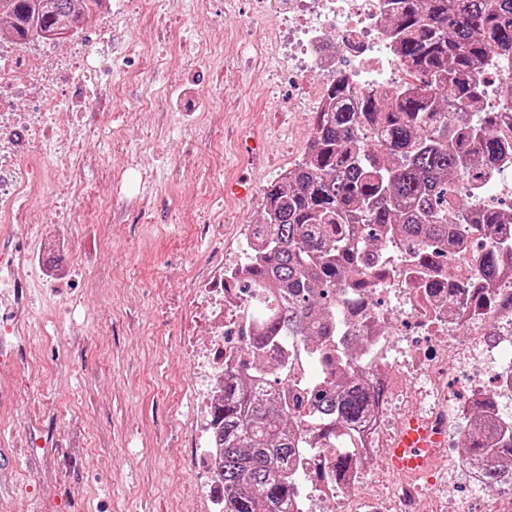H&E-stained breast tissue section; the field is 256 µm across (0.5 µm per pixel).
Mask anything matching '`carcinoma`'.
Returning <instances> with one entry per match:
<instances>
[{"label":"carcinoma","instance_id":"1","mask_svg":"<svg viewBox=\"0 0 512 512\" xmlns=\"http://www.w3.org/2000/svg\"><path fill=\"white\" fill-rule=\"evenodd\" d=\"M98 0H38L49 31L83 23ZM394 38L414 81L393 90L352 94L345 82L314 113L305 156L270 183L262 222L250 224L254 250L248 280L239 284L258 321L244 354L261 356L276 343L336 335V294L364 308L361 292L375 286L380 244H412L415 260L432 266L474 233L492 246L480 277L497 284L512 276V209L470 206L458 196L464 179L480 182L512 157L498 127L505 116L480 107L478 64L512 58V0H390ZM12 27L30 18V0H12ZM461 113L455 124L448 113ZM455 222H448V213ZM465 305L498 298L460 287ZM317 374L294 386L243 363L224 371V404L214 413L224 449L219 478L224 512H284L301 496L290 474L305 448H338L341 431L368 421L380 393L355 376L337 379L336 350L314 354ZM491 399L469 410L463 456L486 487L512 484V419L490 411ZM314 428L300 427L301 420Z\"/></svg>","mask_w":512,"mask_h":512}]
</instances>
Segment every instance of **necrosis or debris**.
Here are the masks:
<instances>
[{"label":"necrosis or debris","instance_id":"obj_1","mask_svg":"<svg viewBox=\"0 0 512 512\" xmlns=\"http://www.w3.org/2000/svg\"><path fill=\"white\" fill-rule=\"evenodd\" d=\"M261 27L259 55L276 59L292 74L301 90L294 111L302 101L327 105L324 82L345 74L353 93L368 89H392L410 73L398 57L392 32L386 25L387 0H253ZM90 46L71 40L58 50L54 36L29 29L24 37L0 39V209L12 224H28L35 218L29 207H15L19 195L33 196L40 183L24 160L30 145L52 135L66 142L70 121H58L59 90L83 87ZM35 100V110L17 108L20 98ZM480 248L465 244L448 267L415 270L407 243L387 242L378 254L385 272L377 287L366 294V314L359 320V352L353 369L371 385L384 391L367 425L346 432L353 465L343 482L328 479L314 484L317 499L340 498L337 512H416L418 502L429 512H471L468 496L447 495L444 488L430 487L414 495H387L365 484L371 464L388 448L403 418L414 414L429 422L441 438H448L464 422L466 402L455 401L449 387L451 364L473 367L469 400L483 396L484 378L499 384L500 395L512 396V362L501 354L512 347V309L496 306L482 312L459 315L452 306L459 285L479 281ZM444 283L442 299H433L427 284ZM387 304H379V294ZM184 305L203 319L202 333L190 336L186 353L192 361L189 384L199 401L195 425L207 442L199 465L211 480L206 495L223 500L224 486L215 475L221 451L210 442L212 412L224 397V366L237 360L244 333L251 326L242 315L245 297L236 288H225L223 272H203L187 284ZM468 336L459 339L458 327ZM365 485L357 500L345 499L346 489Z\"/></svg>","mask_w":512,"mask_h":512}]
</instances>
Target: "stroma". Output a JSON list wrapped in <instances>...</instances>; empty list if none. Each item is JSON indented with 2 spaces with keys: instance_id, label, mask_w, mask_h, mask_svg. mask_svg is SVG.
Returning a JSON list of instances; mask_svg holds the SVG:
<instances>
[{
  "instance_id": "stroma-1",
  "label": "stroma",
  "mask_w": 512,
  "mask_h": 512,
  "mask_svg": "<svg viewBox=\"0 0 512 512\" xmlns=\"http://www.w3.org/2000/svg\"><path fill=\"white\" fill-rule=\"evenodd\" d=\"M249 0H168L84 36L96 80L76 136L37 158V224L0 227L31 302L0 335V512H213L191 465L196 397L182 289L232 264L266 185L300 158L312 112L257 60ZM152 39L131 55L134 37ZM237 51L226 55L227 39ZM198 107L188 111L185 103ZM250 176L247 198L225 196Z\"/></svg>"
}]
</instances>
